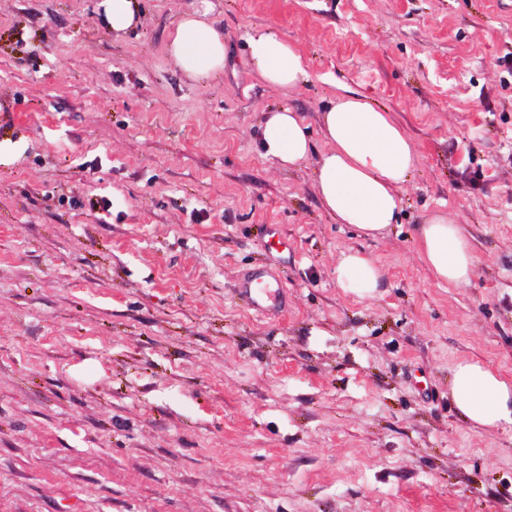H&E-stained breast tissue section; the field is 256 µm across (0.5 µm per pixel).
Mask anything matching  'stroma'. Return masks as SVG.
<instances>
[{
	"mask_svg": "<svg viewBox=\"0 0 512 512\" xmlns=\"http://www.w3.org/2000/svg\"><path fill=\"white\" fill-rule=\"evenodd\" d=\"M97 2L0 0V512H512V425L448 388L461 359L512 378V0H136L121 37ZM204 4L227 63L197 81L167 45ZM256 28L297 88L254 73ZM346 90L417 153L376 240L314 186ZM283 107L312 140L290 170L260 147ZM437 211L468 284L421 260ZM350 248L372 297L336 286ZM259 266L285 313L238 297ZM248 47L253 69L268 85L295 88L307 77L303 56L286 40L257 29L249 34ZM419 246L437 282L453 286L470 282L476 262L473 249L459 224L448 220V215L435 213L420 225ZM383 273L377 262L362 251H342L336 263V286L347 295L370 297L382 283Z\"/></svg>",
	"mask_w": 512,
	"mask_h": 512,
	"instance_id": "obj_1",
	"label": "stroma"
}]
</instances>
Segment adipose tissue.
<instances>
[{"label":"adipose tissue","instance_id":"ef3b65f1","mask_svg":"<svg viewBox=\"0 0 512 512\" xmlns=\"http://www.w3.org/2000/svg\"><path fill=\"white\" fill-rule=\"evenodd\" d=\"M250 63L270 86L297 87L307 76L297 49L270 32L257 29L248 37ZM169 54L175 65L193 78L222 72L226 64L224 36L205 14L184 15L170 37ZM327 143L315 169V189L324 209L337 223L352 226L364 238L384 236L401 209L399 190L415 167L410 137L390 112L375 108L357 93L338 95L321 114ZM265 157L281 167L307 160L310 140L296 112L284 108L260 121ZM422 259L439 283L461 286L470 282L476 259L459 225L441 213L419 227ZM383 273L362 251H342L336 263V286L347 295L372 296ZM450 392L463 415L474 426L512 423V379L478 361L457 362Z\"/></svg>","mask_w":512,"mask_h":512}]
</instances>
